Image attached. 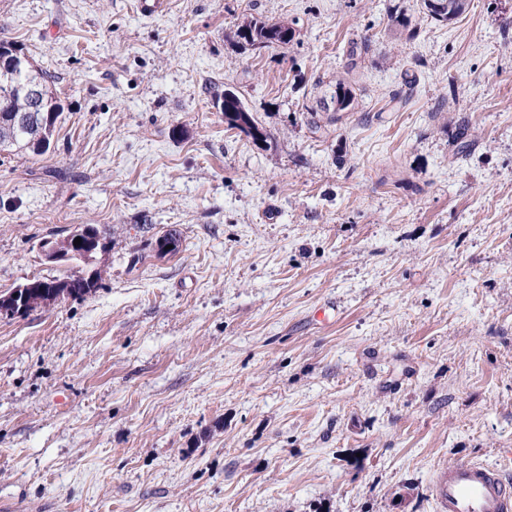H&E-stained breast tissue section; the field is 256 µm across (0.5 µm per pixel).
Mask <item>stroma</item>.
Masks as SVG:
<instances>
[{"label": "stroma", "instance_id": "obj_1", "mask_svg": "<svg viewBox=\"0 0 512 512\" xmlns=\"http://www.w3.org/2000/svg\"><path fill=\"white\" fill-rule=\"evenodd\" d=\"M0 39L62 108L0 153V292L107 243L0 319V512H439L441 469L512 472V0H0ZM422 9L425 14L439 22H452L463 15L468 7L469 0H422ZM235 36L255 51L276 46H287L295 37V31L285 23H268L251 19L238 27ZM232 98H224V121L231 129H238L255 141L266 140L267 134L254 118L242 98L233 92ZM222 111V112H223ZM74 234L75 235L73 237L70 235L68 238H64L61 240L54 241L48 239L42 242L41 250L45 259L49 262H57L70 258L72 256V253L68 254L67 249L70 247L72 239L74 243V240L77 237H80L79 232H74ZM76 271L70 272L63 278H33L30 280V283H37L38 286H42L44 288H30L34 290L32 298L35 300L39 299V302H36L34 306L29 308L25 314L30 311H33L37 308L47 307L55 304L60 299L65 298H74L80 299L84 298L86 295L95 292L99 280H101L100 274L96 272V277L92 283V287L86 288H72L74 287Z\"/></svg>", "mask_w": 512, "mask_h": 512}]
</instances>
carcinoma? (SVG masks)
Here are the masks:
<instances>
[{"instance_id": "carcinoma-1", "label": "carcinoma", "mask_w": 512, "mask_h": 512, "mask_svg": "<svg viewBox=\"0 0 512 512\" xmlns=\"http://www.w3.org/2000/svg\"><path fill=\"white\" fill-rule=\"evenodd\" d=\"M469 7V0H422L425 14L439 22H451L463 15ZM235 36L255 51L276 46H286L295 37V31L285 23H268L251 19L238 27ZM48 75L35 67L29 59L24 60L21 70L16 73L0 69V86L8 84L36 85L43 89L44 97L38 112L48 117L46 122L31 120L24 124L18 122L22 115L30 113L33 102L28 98L15 94L8 108H0V151L16 147L36 156L43 155L46 150L40 148L41 143L53 140L58 118L61 114L60 104L52 96L47 85ZM224 100V122L231 129H238L255 141H263L267 134L259 127L251 110L239 95L223 98L220 93L214 94V100ZM352 89L346 83L336 82L331 105L325 106L334 112H345L352 104ZM75 273L71 272L62 278H33L32 282L39 285L33 298L37 300L30 310L47 307L60 299H80L94 292L101 277L94 278L92 286L87 289L74 287Z\"/></svg>"}]
</instances>
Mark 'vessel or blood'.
Masks as SVG:
<instances>
[{"instance_id": "obj_1", "label": "vessel or blood", "mask_w": 512, "mask_h": 512, "mask_svg": "<svg viewBox=\"0 0 512 512\" xmlns=\"http://www.w3.org/2000/svg\"><path fill=\"white\" fill-rule=\"evenodd\" d=\"M436 492L440 512H512V477L485 463L441 470Z\"/></svg>"}]
</instances>
